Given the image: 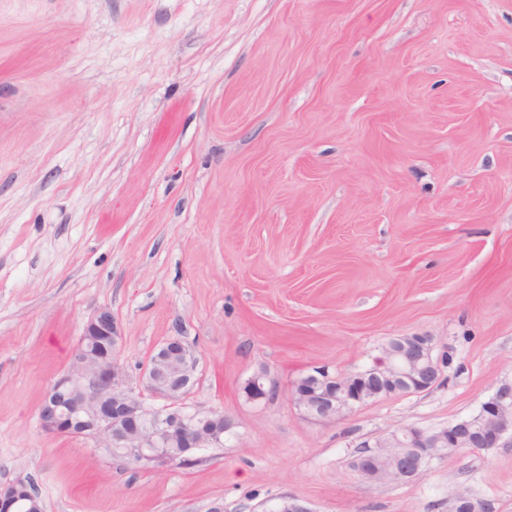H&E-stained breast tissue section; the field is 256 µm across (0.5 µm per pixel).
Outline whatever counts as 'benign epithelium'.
Segmentation results:
<instances>
[{"label":"benign epithelium","instance_id":"7a95c632","mask_svg":"<svg viewBox=\"0 0 512 512\" xmlns=\"http://www.w3.org/2000/svg\"><path fill=\"white\" fill-rule=\"evenodd\" d=\"M121 330L110 309H97L86 321L74 350L71 368L47 390L40 409L41 428L91 441V453L101 448H121L122 458L142 459L159 446L174 443L180 448L216 446L227 428L224 413L205 411L208 428L183 417L180 397L197 383L198 360L179 336L169 337L146 370L151 397L161 402L143 417L142 393L125 388L126 375L118 360L92 350L106 343L114 348ZM442 361L433 356V338L426 335L395 336L373 364L355 373L332 376L325 370L294 382L291 399L312 420L336 422L357 407L382 394L424 392L440 379ZM250 399H267L277 384L264 372L251 376L244 386ZM512 444V385L502 384L479 411L437 431L413 425L358 445L350 461L352 471L364 482H405L418 478L435 460L464 449L498 448ZM18 480L0 483V512H29L32 504L21 492ZM270 512H312L301 501L283 497Z\"/></svg>","mask_w":512,"mask_h":512}]
</instances>
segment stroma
Wrapping results in <instances>:
<instances>
[{
    "label": "stroma",
    "mask_w": 512,
    "mask_h": 512,
    "mask_svg": "<svg viewBox=\"0 0 512 512\" xmlns=\"http://www.w3.org/2000/svg\"><path fill=\"white\" fill-rule=\"evenodd\" d=\"M106 307L129 386L171 336L220 448L135 467L44 432ZM432 337L437 384L340 422L293 381ZM258 372L278 384L247 399ZM512 383V0H0V483L43 512H512V446L366 483L357 445Z\"/></svg>",
    "instance_id": "1"
}]
</instances>
